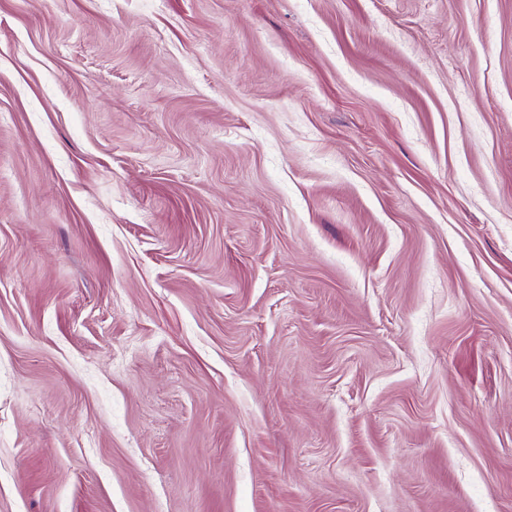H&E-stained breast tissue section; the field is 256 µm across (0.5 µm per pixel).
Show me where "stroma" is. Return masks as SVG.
<instances>
[{
  "instance_id": "35a3bbf8",
  "label": "stroma",
  "mask_w": 512,
  "mask_h": 512,
  "mask_svg": "<svg viewBox=\"0 0 512 512\" xmlns=\"http://www.w3.org/2000/svg\"><path fill=\"white\" fill-rule=\"evenodd\" d=\"M0 512H512V0H0Z\"/></svg>"
}]
</instances>
